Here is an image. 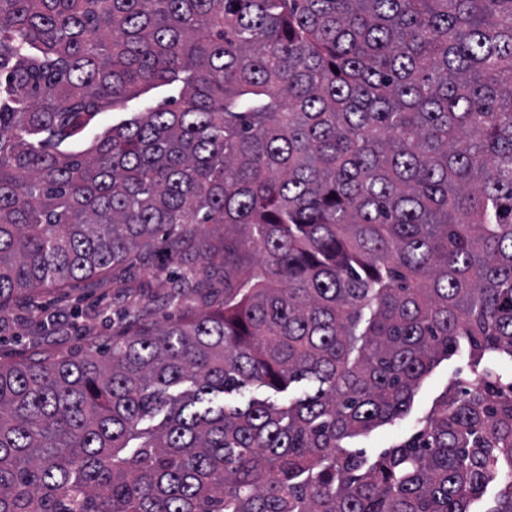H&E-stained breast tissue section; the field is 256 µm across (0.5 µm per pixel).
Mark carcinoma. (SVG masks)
Returning <instances> with one entry per match:
<instances>
[{
  "label": "carcinoma",
  "instance_id": "cac0c4a2",
  "mask_svg": "<svg viewBox=\"0 0 512 512\" xmlns=\"http://www.w3.org/2000/svg\"><path fill=\"white\" fill-rule=\"evenodd\" d=\"M216 225L219 307L0 363V512H512V0H0V314ZM470 374L471 369L463 352L443 360L427 375L416 391L407 415L351 440L350 447L363 449L369 460L377 458L382 450L390 448L415 431L420 418L427 416L434 409L451 383L456 380L467 381Z\"/></svg>",
  "mask_w": 512,
  "mask_h": 512
}]
</instances>
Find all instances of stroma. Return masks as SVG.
Returning <instances> with one entry per match:
<instances>
[{
	"instance_id": "35a3bbf8",
	"label": "stroma",
	"mask_w": 512,
	"mask_h": 512,
	"mask_svg": "<svg viewBox=\"0 0 512 512\" xmlns=\"http://www.w3.org/2000/svg\"><path fill=\"white\" fill-rule=\"evenodd\" d=\"M163 246L113 266L108 279L89 278L65 291L47 292L38 304L20 300L0 315V363H13L35 352L69 353L83 349L88 340L106 345L111 337L134 331L136 317L150 313L153 319H177L182 309L170 304L172 278L184 270L200 266L195 251L169 263ZM127 284L126 293L116 291L117 283ZM471 369L464 354L442 361L416 391L407 415L374 428L351 440V447L364 450L375 459L385 448L409 437L420 418L434 409L448 386L469 380Z\"/></svg>"
}]
</instances>
